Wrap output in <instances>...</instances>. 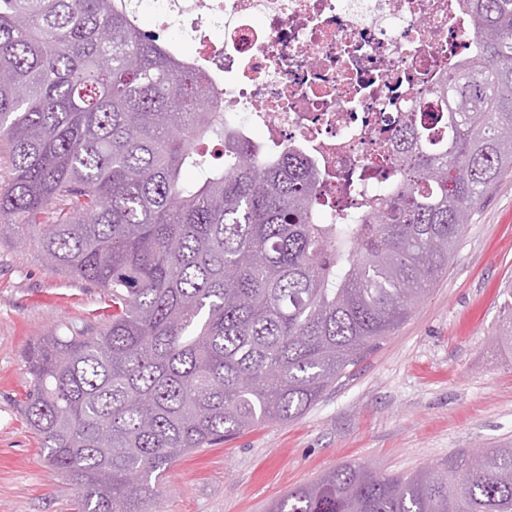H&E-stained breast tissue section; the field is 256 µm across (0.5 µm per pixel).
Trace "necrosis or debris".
Wrapping results in <instances>:
<instances>
[{
  "mask_svg": "<svg viewBox=\"0 0 512 512\" xmlns=\"http://www.w3.org/2000/svg\"><path fill=\"white\" fill-rule=\"evenodd\" d=\"M156 35L196 45L242 133L309 151L338 177L376 190L395 160L400 116L429 111L433 90L473 52L462 0H143ZM343 209L362 197H340Z\"/></svg>",
  "mask_w": 512,
  "mask_h": 512,
  "instance_id": "necrosis-or-debris-1",
  "label": "necrosis or debris"
}]
</instances>
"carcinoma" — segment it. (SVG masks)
I'll list each match as a JSON object with an SVG mask.
<instances>
[{
	"label": "carcinoma",
	"instance_id": "cac0c4a2",
	"mask_svg": "<svg viewBox=\"0 0 512 512\" xmlns=\"http://www.w3.org/2000/svg\"><path fill=\"white\" fill-rule=\"evenodd\" d=\"M473 54L391 136L363 209L320 201L301 151L224 121L208 74L138 0H0V239L101 289L95 332L30 344L24 419L79 512H153L179 457L294 418L399 328L512 170V0H464ZM222 144L217 163L208 145ZM269 512H512V448L409 476L343 464Z\"/></svg>",
	"mask_w": 512,
	"mask_h": 512
}]
</instances>
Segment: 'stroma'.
I'll return each instance as SVG.
<instances>
[{
    "label": "stroma",
    "mask_w": 512,
    "mask_h": 512,
    "mask_svg": "<svg viewBox=\"0 0 512 512\" xmlns=\"http://www.w3.org/2000/svg\"><path fill=\"white\" fill-rule=\"evenodd\" d=\"M99 289L0 240V512H78L75 481L50 470L21 401L32 340L93 324ZM512 171L475 211L448 269L407 321L303 415L263 422L174 462L160 512H268L288 489L350 462L407 476L450 454L512 446Z\"/></svg>",
    "instance_id": "obj_1"
}]
</instances>
